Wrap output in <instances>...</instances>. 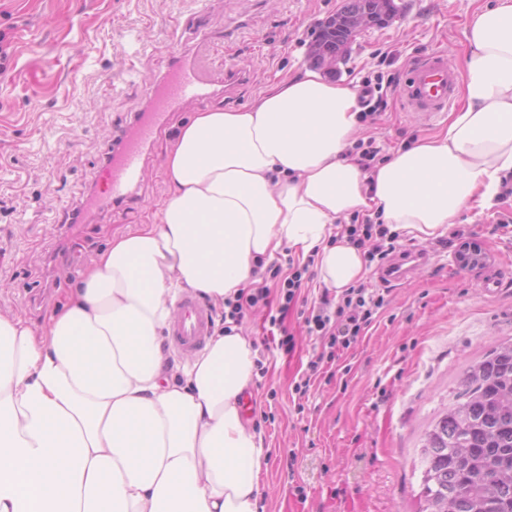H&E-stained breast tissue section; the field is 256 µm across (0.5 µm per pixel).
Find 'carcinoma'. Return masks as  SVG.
I'll return each instance as SVG.
<instances>
[{"label": "carcinoma", "mask_w": 512, "mask_h": 512, "mask_svg": "<svg viewBox=\"0 0 512 512\" xmlns=\"http://www.w3.org/2000/svg\"><path fill=\"white\" fill-rule=\"evenodd\" d=\"M393 4L347 0L335 31L316 36L318 50H343L349 17ZM422 463L419 512H512V343L468 368L426 435Z\"/></svg>", "instance_id": "1"}]
</instances>
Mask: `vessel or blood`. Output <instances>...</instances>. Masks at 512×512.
I'll use <instances>...</instances> for the list:
<instances>
[{"instance_id": "obj_1", "label": "vessel or blood", "mask_w": 512, "mask_h": 512, "mask_svg": "<svg viewBox=\"0 0 512 512\" xmlns=\"http://www.w3.org/2000/svg\"><path fill=\"white\" fill-rule=\"evenodd\" d=\"M214 82L209 59H174L167 72L148 87L151 110L141 113L125 134L120 149L102 165V185L82 202L81 211L108 213L129 202L143 180L146 146L167 127L171 114L180 111L185 100L209 101ZM460 86L458 71L449 68L441 51L434 50L415 62L400 86V97L407 110L430 120L447 112L458 97ZM422 259L418 252L401 251L382 267L379 279L386 284L400 282ZM177 307L179 313L170 325L169 336L174 349L189 356L204 346L212 314L206 304L191 295L181 297Z\"/></svg>"}]
</instances>
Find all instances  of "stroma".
Returning <instances> with one entry per match:
<instances>
[{
    "instance_id": "1",
    "label": "stroma",
    "mask_w": 512,
    "mask_h": 512,
    "mask_svg": "<svg viewBox=\"0 0 512 512\" xmlns=\"http://www.w3.org/2000/svg\"><path fill=\"white\" fill-rule=\"evenodd\" d=\"M395 2L400 15L355 38L338 80L399 84L434 49L461 68L465 31L493 0ZM343 3L209 0L199 18L192 0H0V28L10 29L15 46L0 73V312L42 327L91 259L158 209L168 191L166 153L201 110L197 101L152 144L134 204L116 216L65 221L173 57L197 50L216 71L234 65L243 84L212 104L239 108L309 66L318 23ZM443 127L407 111L392 91L385 113L363 120L360 138L374 140L385 159ZM458 226L464 241L482 248L483 265L461 267L455 245L399 229L401 247L428 251L429 262L395 286L379 282L378 262H366L363 283L385 304L333 374H318L306 394L294 386L321 342L306 332L305 302L291 305L279 326L268 307L247 313L241 329L260 364L245 422L268 450L260 512H418L426 432L467 367L512 343V195L482 214H462ZM296 485L306 500L293 496Z\"/></svg>"
}]
</instances>
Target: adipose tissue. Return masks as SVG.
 <instances>
[{"label":"adipose tissue","mask_w":512,"mask_h":512,"mask_svg":"<svg viewBox=\"0 0 512 512\" xmlns=\"http://www.w3.org/2000/svg\"><path fill=\"white\" fill-rule=\"evenodd\" d=\"M448 126L364 171L356 87L308 69L241 108L196 112L168 151L153 223L116 237L48 323L0 314V512H258L268 451L244 423L249 337L165 350L186 292L223 305L282 247L320 282L364 279L333 226L374 211L422 240L493 206L512 176V0L466 32Z\"/></svg>","instance_id":"1"}]
</instances>
